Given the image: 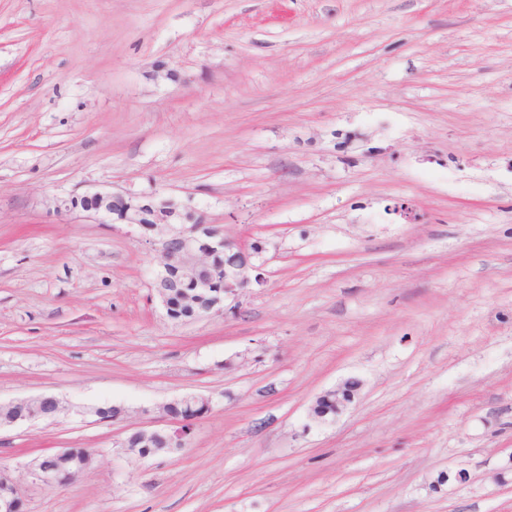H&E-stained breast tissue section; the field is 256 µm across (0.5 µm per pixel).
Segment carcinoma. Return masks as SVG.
<instances>
[{"mask_svg": "<svg viewBox=\"0 0 512 512\" xmlns=\"http://www.w3.org/2000/svg\"><path fill=\"white\" fill-rule=\"evenodd\" d=\"M127 202L138 212L140 232L146 241L157 239L162 228L167 226L175 233L196 241L198 252L202 255L198 264L180 258L166 265V279L173 284V288L169 289L167 308L170 321L187 323L201 319L216 296L226 295L227 289L232 286L243 287V284L226 275L228 254L224 253V247L214 245V240L223 238L216 228L202 223L200 217L170 200L129 197ZM168 412L170 420L189 431L193 421L205 415V405L191 401L170 407ZM123 446L145 458L171 448V443L164 431L147 437L134 432L125 438Z\"/></svg>", "mask_w": 512, "mask_h": 512, "instance_id": "cac0c4a2", "label": "carcinoma"}]
</instances>
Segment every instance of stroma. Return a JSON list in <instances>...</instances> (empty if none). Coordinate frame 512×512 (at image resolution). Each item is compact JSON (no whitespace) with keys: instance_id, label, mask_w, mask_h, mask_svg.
<instances>
[{"instance_id":"1","label":"stroma","mask_w":512,"mask_h":512,"mask_svg":"<svg viewBox=\"0 0 512 512\" xmlns=\"http://www.w3.org/2000/svg\"><path fill=\"white\" fill-rule=\"evenodd\" d=\"M97 190L265 282L172 323L143 237L57 213ZM187 395L186 448H123ZM38 396L71 410L0 428L26 512H512V0H0V404ZM347 385L353 386V391H352L350 398L348 400H345V399H342L340 397V395H341L343 388ZM360 386H361V384L358 379H348V380L342 382L341 384H339L338 386H336V388L325 391L323 394H321L319 396V398L325 396V394L328 393L329 391L336 390V391H333L328 396V399H323L322 401H317L313 408L314 412L319 415H324L326 410H329L330 413L328 415H326L324 417V419H327L328 417H332L333 411L336 409V401H337L338 405H337V409H336V415L341 413L348 406V404H350L354 400L358 390L360 389ZM188 399H193V398L190 396H184L179 399H176L173 402H170L167 405H164L161 408V411L166 413L167 409L165 407H168L180 400L186 401ZM193 400L200 401L209 407L208 401L203 398L194 397ZM194 401H190L189 403L184 404V405H179L178 407H175V408H172V407L168 408V412L170 414L169 415L170 420L174 421L179 426H182V428L184 430L189 431V433L186 435V437L184 439V441H185L184 447L187 443V438L190 435L191 425L193 424V421L201 418L202 416H204L207 413L204 411L205 405H203L202 403L194 402ZM184 447H182V448H184ZM74 455L73 448H62L61 450L54 452L48 456H42L37 459L32 467V475L34 479L44 488L54 489L63 486L62 481L69 479V473L71 471L69 466H63L60 472V478L56 474V469L52 465L51 461L69 460Z\"/></svg>"}]
</instances>
